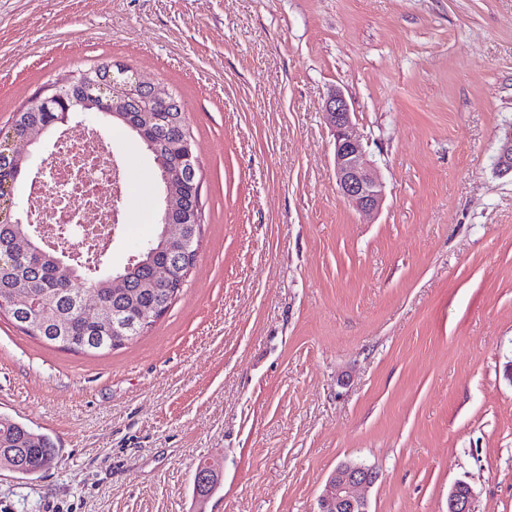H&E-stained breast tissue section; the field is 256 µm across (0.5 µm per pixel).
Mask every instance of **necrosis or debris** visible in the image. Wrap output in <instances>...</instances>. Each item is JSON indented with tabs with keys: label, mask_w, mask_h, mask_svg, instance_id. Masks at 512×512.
Returning a JSON list of instances; mask_svg holds the SVG:
<instances>
[{
	"label": "necrosis or debris",
	"mask_w": 512,
	"mask_h": 512,
	"mask_svg": "<svg viewBox=\"0 0 512 512\" xmlns=\"http://www.w3.org/2000/svg\"><path fill=\"white\" fill-rule=\"evenodd\" d=\"M68 154L66 165L54 167L45 185L30 189L34 209L44 216L46 236H63L69 247L87 257L103 250L116 213L120 172L109 160V144L96 132H88L78 146H58ZM85 224L88 234L70 238L73 225Z\"/></svg>",
	"instance_id": "4bbe7bcc"
}]
</instances>
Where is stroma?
Returning a JSON list of instances; mask_svg holds the SVG:
<instances>
[{
  "label": "stroma",
  "mask_w": 512,
  "mask_h": 512,
  "mask_svg": "<svg viewBox=\"0 0 512 512\" xmlns=\"http://www.w3.org/2000/svg\"><path fill=\"white\" fill-rule=\"evenodd\" d=\"M122 63L181 98L202 237L181 295L123 348L76 355L0 314V414L58 465L0 470V512H316L343 461L370 512H512V0H0V128L34 93ZM341 89L385 184L341 196ZM112 140L123 266L160 198ZM224 464L205 503L195 462ZM472 490L463 482L457 483L448 496V512H471Z\"/></svg>",
  "instance_id": "35a3bbf8"
}]
</instances>
